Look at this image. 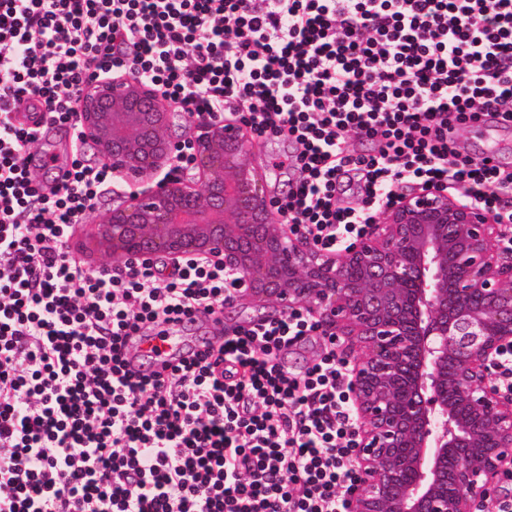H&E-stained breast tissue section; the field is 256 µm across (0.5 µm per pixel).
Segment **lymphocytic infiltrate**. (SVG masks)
<instances>
[{
  "mask_svg": "<svg viewBox=\"0 0 512 512\" xmlns=\"http://www.w3.org/2000/svg\"><path fill=\"white\" fill-rule=\"evenodd\" d=\"M126 72L187 115L288 141L298 178L277 210L318 251L357 242L404 184L502 213L512 251V169L451 138L487 115L512 127V0H0V512H349V365L332 342L303 373L281 361L319 335L311 313L132 370L131 337L223 311L238 276L90 270L67 233L111 169L76 158L32 184L41 134L18 104L76 132L74 95Z\"/></svg>",
  "mask_w": 512,
  "mask_h": 512,
  "instance_id": "lymphocytic-infiltrate-1",
  "label": "lymphocytic infiltrate"
}]
</instances>
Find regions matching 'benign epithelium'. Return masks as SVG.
Listing matches in <instances>:
<instances>
[{"instance_id": "1", "label": "benign epithelium", "mask_w": 512, "mask_h": 512, "mask_svg": "<svg viewBox=\"0 0 512 512\" xmlns=\"http://www.w3.org/2000/svg\"><path fill=\"white\" fill-rule=\"evenodd\" d=\"M79 113L83 140L136 186L93 221L87 250L114 264L221 259L241 298L305 307L344 338L358 437L350 512H493L512 478V395L491 374L512 346V257L493 211L427 185L323 253L276 218L239 120L192 119L177 142L176 113L133 75L86 85Z\"/></svg>"}]
</instances>
